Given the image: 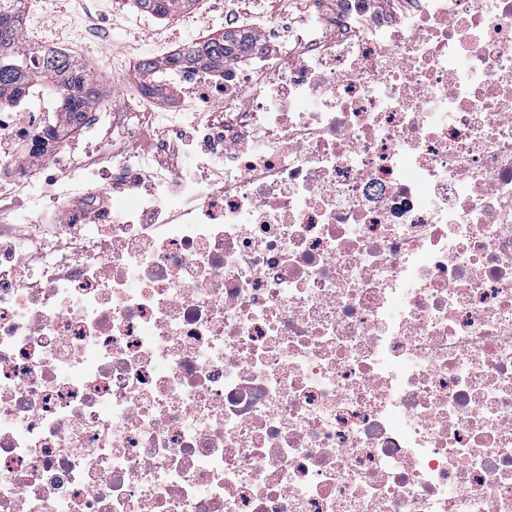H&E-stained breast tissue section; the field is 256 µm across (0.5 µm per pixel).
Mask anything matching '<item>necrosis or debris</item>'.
Masks as SVG:
<instances>
[{
    "mask_svg": "<svg viewBox=\"0 0 512 512\" xmlns=\"http://www.w3.org/2000/svg\"><path fill=\"white\" fill-rule=\"evenodd\" d=\"M310 2L0 102V512H512V0ZM253 0H200L198 5L189 12L203 15V30L216 37L205 43L182 51L180 61L188 63H206L213 66L223 65L224 59L238 57L247 53L252 38L240 33H223L224 15L244 14L252 9ZM223 33V34H221ZM221 34L220 36H217ZM287 6L288 8L285 11ZM265 10L269 19L275 20V22L288 23V20L299 19L305 15L308 8L305 0H265Z\"/></svg>",
    "mask_w": 512,
    "mask_h": 512,
    "instance_id": "1",
    "label": "necrosis or debris"
}]
</instances>
